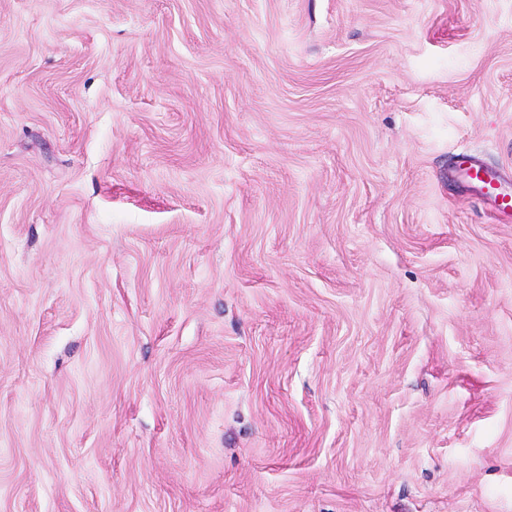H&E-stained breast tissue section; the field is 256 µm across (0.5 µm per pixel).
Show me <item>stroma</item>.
Listing matches in <instances>:
<instances>
[{"mask_svg": "<svg viewBox=\"0 0 512 512\" xmlns=\"http://www.w3.org/2000/svg\"><path fill=\"white\" fill-rule=\"evenodd\" d=\"M512 0H0V512H512ZM466 175L482 195L493 200L499 219L512 218V196L500 190L495 176L484 169L479 163L469 160Z\"/></svg>", "mask_w": 512, "mask_h": 512, "instance_id": "obj_1", "label": "stroma"}]
</instances>
